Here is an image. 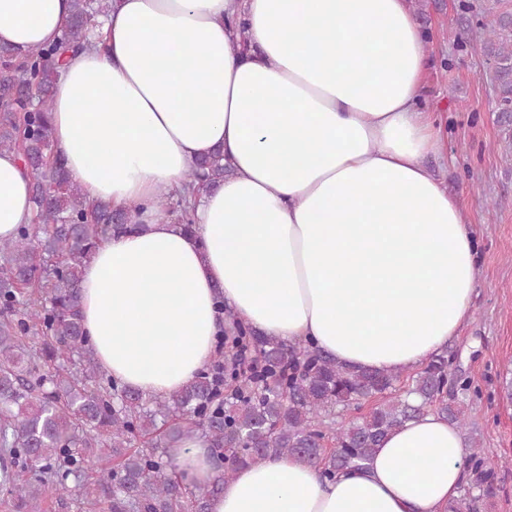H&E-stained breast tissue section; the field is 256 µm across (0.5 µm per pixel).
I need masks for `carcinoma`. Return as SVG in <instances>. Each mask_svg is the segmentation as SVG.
I'll return each mask as SVG.
<instances>
[{
  "instance_id": "1",
  "label": "carcinoma",
  "mask_w": 512,
  "mask_h": 512,
  "mask_svg": "<svg viewBox=\"0 0 512 512\" xmlns=\"http://www.w3.org/2000/svg\"><path fill=\"white\" fill-rule=\"evenodd\" d=\"M113 0H71L59 40L20 53L0 45V151L18 154L32 174L35 223L0 241V490L15 507L69 492L89 512H208L237 469L291 456L319 466L328 480L363 469L407 421L429 411L463 428L465 405L479 396L456 374L445 350L420 371L401 375L339 365L311 342L287 344L226 315L217 357L185 387L161 398L118 387L98 364L82 324V267L129 217L88 206L52 151L48 113L67 54L90 45ZM459 35L481 43L491 62L497 111L512 112V12L485 27L460 5ZM35 96H30V91ZM216 149L188 173L224 181ZM206 439L222 474L206 486L178 476L169 448ZM108 468L93 469L95 462ZM472 479L461 506L493 494L492 471L471 442Z\"/></svg>"
}]
</instances>
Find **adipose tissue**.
Listing matches in <instances>:
<instances>
[{
	"label": "adipose tissue",
	"instance_id": "adipose-tissue-1",
	"mask_svg": "<svg viewBox=\"0 0 512 512\" xmlns=\"http://www.w3.org/2000/svg\"><path fill=\"white\" fill-rule=\"evenodd\" d=\"M69 14L70 0H0V44L53 43ZM101 32L70 58L49 119L86 201L131 218L81 282L113 379L147 397L181 389L214 359L227 311L392 373L457 336L480 286L477 236L428 169L446 141L420 103L430 61L407 0H114ZM218 145L233 172L184 229L157 197ZM31 183L1 152L0 240L32 224ZM467 455L429 413L331 482L291 457L241 468L209 512H455ZM172 457L196 485L216 475L200 438Z\"/></svg>",
	"mask_w": 512,
	"mask_h": 512
}]
</instances>
